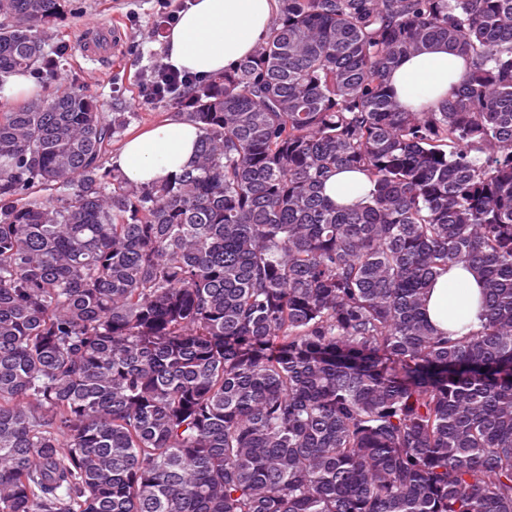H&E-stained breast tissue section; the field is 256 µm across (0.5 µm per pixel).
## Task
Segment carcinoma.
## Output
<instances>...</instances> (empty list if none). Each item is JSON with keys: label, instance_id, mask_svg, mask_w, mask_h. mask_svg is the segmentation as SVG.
<instances>
[{"label": "carcinoma", "instance_id": "obj_1", "mask_svg": "<svg viewBox=\"0 0 512 512\" xmlns=\"http://www.w3.org/2000/svg\"><path fill=\"white\" fill-rule=\"evenodd\" d=\"M65 2L0 0V82L63 61ZM434 43L469 72L404 110ZM176 105L196 165L136 188L131 116L0 101V512H512V0H281ZM460 263L457 337L426 297ZM467 73L465 58L436 45L404 58L391 71L389 84L398 102L405 108L437 109ZM371 184L360 172L335 173L324 184V194L339 205L352 206L370 190ZM481 279L469 267L459 264L440 275L429 290L427 316L441 331L478 329Z\"/></svg>", "mask_w": 512, "mask_h": 512}]
</instances>
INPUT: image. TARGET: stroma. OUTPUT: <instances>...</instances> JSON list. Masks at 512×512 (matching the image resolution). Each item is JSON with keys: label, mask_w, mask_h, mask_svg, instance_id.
I'll return each instance as SVG.
<instances>
[{"label": "stroma", "mask_w": 512, "mask_h": 512, "mask_svg": "<svg viewBox=\"0 0 512 512\" xmlns=\"http://www.w3.org/2000/svg\"><path fill=\"white\" fill-rule=\"evenodd\" d=\"M156 0H67L63 16L45 38L46 51L67 49V60L54 82L62 90L76 84L95 95L105 113L130 112L129 133L172 118L175 104L138 99L147 70L164 63L167 55L163 33L156 29ZM112 24L123 30V51H108L93 59L83 58L79 40L90 31Z\"/></svg>", "instance_id": "1"}]
</instances>
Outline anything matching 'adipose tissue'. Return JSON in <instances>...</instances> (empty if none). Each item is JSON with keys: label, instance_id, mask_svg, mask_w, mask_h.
<instances>
[{"label": "adipose tissue", "instance_id": "1", "mask_svg": "<svg viewBox=\"0 0 512 512\" xmlns=\"http://www.w3.org/2000/svg\"><path fill=\"white\" fill-rule=\"evenodd\" d=\"M280 13V0H193L166 35L173 66L200 77L234 69L264 39ZM467 73L463 56L436 45L404 58L389 84L404 108L437 109ZM199 140L197 128L170 118L130 139L113 154L111 165L136 187H144L189 169ZM371 185L359 172L333 174L324 193L343 206L358 204ZM481 280L457 265L440 275L429 290L427 316L439 330L479 326Z\"/></svg>", "mask_w": 512, "mask_h": 512}]
</instances>
